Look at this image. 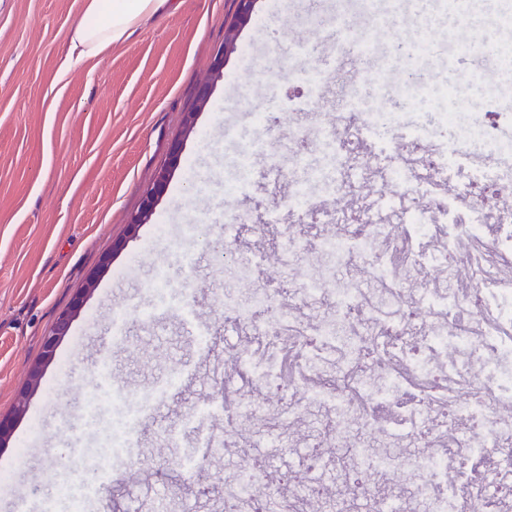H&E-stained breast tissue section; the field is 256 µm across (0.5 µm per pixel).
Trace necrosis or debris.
<instances>
[{
    "label": "necrosis or debris",
    "mask_w": 512,
    "mask_h": 512,
    "mask_svg": "<svg viewBox=\"0 0 512 512\" xmlns=\"http://www.w3.org/2000/svg\"><path fill=\"white\" fill-rule=\"evenodd\" d=\"M315 144L329 192L370 174L379 187L322 233L293 187L260 223L224 227L247 290L224 298L244 337L224 369V446L239 458L224 512H284V482L254 467L240 433L291 444L314 406L304 486L321 501L337 475L333 512H512V201L481 190L512 187V108L475 73L435 85L377 71L347 87ZM285 343L307 381L285 385ZM86 414L111 432L109 473L137 418L114 431L97 405Z\"/></svg>",
    "instance_id": "necrosis-or-debris-1"
}]
</instances>
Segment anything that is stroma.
I'll use <instances>...</instances> for the list:
<instances>
[{"label": "stroma", "instance_id": "stroma-1", "mask_svg": "<svg viewBox=\"0 0 512 512\" xmlns=\"http://www.w3.org/2000/svg\"><path fill=\"white\" fill-rule=\"evenodd\" d=\"M82 2L0 0V415L14 419L0 447V467L13 473L0 484V512H43L58 496L74 448L85 458L83 482L97 487L82 512H156L160 500L168 512H224V480L238 460L205 446L224 425V348L239 341L224 327V294L238 287L225 266L224 217L252 224L280 206L287 187L269 181V155L324 162L313 144L316 115L303 141L289 140L300 120L295 103L305 96L290 78L298 39L315 46L307 66L320 67L336 53L340 16L358 36H373L370 61L350 60L333 74L330 88L339 95L366 68L385 69L397 45L423 40L434 48L421 62L429 81L467 70L497 82L493 61L468 44L479 34L512 41V27L496 25L497 0H480L461 24L444 0H257L216 79L214 50L234 0H180L97 63L71 69L68 34ZM204 82L211 97L186 130ZM177 138L183 148L174 168ZM256 141L268 152L252 155L253 183L246 195L234 194L237 158ZM165 168L170 176L154 214L129 232L143 191ZM79 296L68 335L43 362L45 337ZM105 344L112 352L106 381L94 359ZM38 363L42 379L32 389L28 372ZM173 375L176 386L141 416L128 446L135 459L151 458L148 475L131 481L119 465L101 478L104 440L86 403L99 400L119 425L127 408ZM166 433L177 445L164 456ZM172 455L192 459L191 472L167 471Z\"/></svg>", "mask_w": 512, "mask_h": 512}]
</instances>
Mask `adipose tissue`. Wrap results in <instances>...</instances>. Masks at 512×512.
<instances>
[{
	"label": "adipose tissue",
	"mask_w": 512,
	"mask_h": 512,
	"mask_svg": "<svg viewBox=\"0 0 512 512\" xmlns=\"http://www.w3.org/2000/svg\"><path fill=\"white\" fill-rule=\"evenodd\" d=\"M176 7V0H83L82 18L69 32V66H84L108 54Z\"/></svg>",
	"instance_id": "1"
}]
</instances>
